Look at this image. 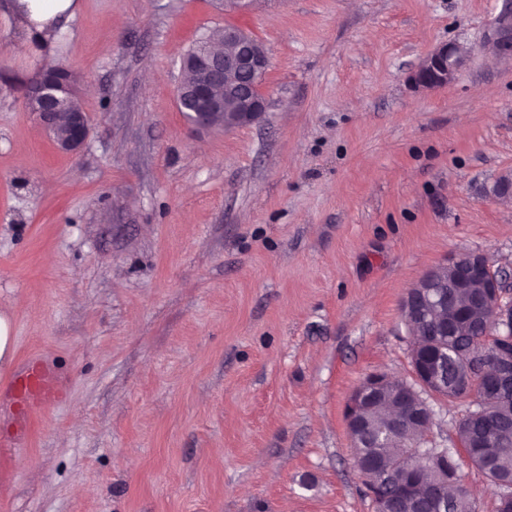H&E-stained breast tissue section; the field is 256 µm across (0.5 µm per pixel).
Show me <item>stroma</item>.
<instances>
[{
    "instance_id": "obj_1",
    "label": "stroma",
    "mask_w": 512,
    "mask_h": 512,
    "mask_svg": "<svg viewBox=\"0 0 512 512\" xmlns=\"http://www.w3.org/2000/svg\"><path fill=\"white\" fill-rule=\"evenodd\" d=\"M51 42L0 9V312L66 383L0 445V512H374L345 405L407 379L406 290L449 254L512 285V62L500 0H79ZM227 24L270 58L260 123L195 130L185 52ZM475 47L413 87L435 46ZM65 63L57 148L24 103ZM485 46L501 58L512 57V1L502 0ZM473 48L466 44L446 42L431 50L410 74L415 87L433 90L447 86L470 63ZM61 112H74L70 123V133L64 143H56L57 147L65 152H76L86 142L90 126L87 120V114L79 101V98L73 94V98L68 102L67 107Z\"/></svg>"
}]
</instances>
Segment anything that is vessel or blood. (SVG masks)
<instances>
[{"label": "vessel or blood", "instance_id": "vessel-or-blood-1", "mask_svg": "<svg viewBox=\"0 0 512 512\" xmlns=\"http://www.w3.org/2000/svg\"><path fill=\"white\" fill-rule=\"evenodd\" d=\"M65 396L63 383L41 358H27L10 386L0 393V400L14 410L12 434L22 438L27 434L32 418L55 406Z\"/></svg>", "mask_w": 512, "mask_h": 512}]
</instances>
